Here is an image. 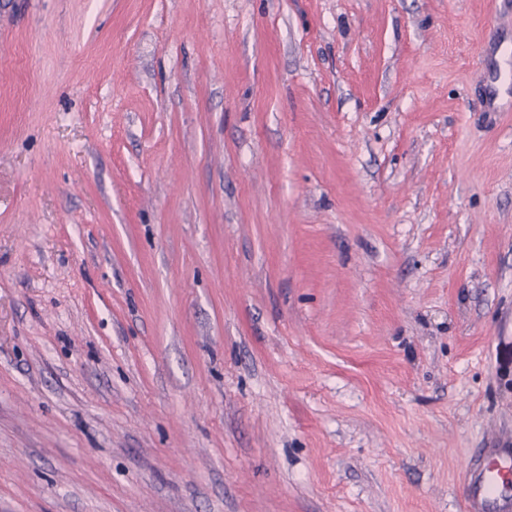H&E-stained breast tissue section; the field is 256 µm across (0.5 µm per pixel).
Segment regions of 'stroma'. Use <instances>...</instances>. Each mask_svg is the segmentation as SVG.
Listing matches in <instances>:
<instances>
[{"label":"stroma","instance_id":"stroma-1","mask_svg":"<svg viewBox=\"0 0 512 512\" xmlns=\"http://www.w3.org/2000/svg\"><path fill=\"white\" fill-rule=\"evenodd\" d=\"M506 45L512 0H0V512H467Z\"/></svg>","mask_w":512,"mask_h":512}]
</instances>
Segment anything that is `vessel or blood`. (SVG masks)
Masks as SVG:
<instances>
[{
    "label": "vessel or blood",
    "instance_id": "1",
    "mask_svg": "<svg viewBox=\"0 0 512 512\" xmlns=\"http://www.w3.org/2000/svg\"><path fill=\"white\" fill-rule=\"evenodd\" d=\"M464 495L469 512H512V447L490 449L467 467Z\"/></svg>",
    "mask_w": 512,
    "mask_h": 512
}]
</instances>
